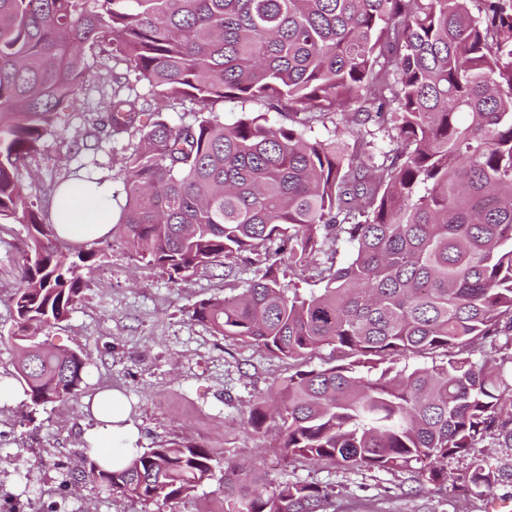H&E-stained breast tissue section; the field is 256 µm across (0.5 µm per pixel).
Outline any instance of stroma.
I'll use <instances>...</instances> for the list:
<instances>
[{
  "label": "stroma",
  "mask_w": 512,
  "mask_h": 512,
  "mask_svg": "<svg viewBox=\"0 0 512 512\" xmlns=\"http://www.w3.org/2000/svg\"><path fill=\"white\" fill-rule=\"evenodd\" d=\"M85 59V86L63 105L52 132L27 163L25 192L43 205L47 187L65 182L88 162V154H73L71 148L85 139L90 110L112 92V60L90 50ZM99 138L94 174L110 180L117 201H124L121 172L139 135L115 141L103 131ZM26 238L22 225L0 224V382L12 380L17 361L9 341L15 329L11 298ZM100 248L80 301L45 337L49 347L89 354L84 398L34 408L20 395L0 412V456L11 460L0 470V512H14L27 496L43 498L46 512H208L216 503L224 478L220 470L188 497L168 504L112 495L80 481L84 435L97 425L86 401L103 389L124 395L139 432L138 449L189 438L222 452L227 461L259 467L271 483L330 487L336 512H512V448L491 440L471 449L469 458L449 461L450 478L440 486L418 483L409 472L347 470L286 457L275 446L276 426L253 433L244 430L243 421L287 376L288 363L214 335L191 318L196 304L258 277V266L238 261L228 278L223 266L214 265L174 284L146 266L119 231ZM473 458L487 461L498 477L481 496L467 486Z\"/></svg>",
  "instance_id": "stroma-1"
}]
</instances>
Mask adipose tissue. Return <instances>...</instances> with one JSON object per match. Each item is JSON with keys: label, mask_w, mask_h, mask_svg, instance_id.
Returning a JSON list of instances; mask_svg holds the SVG:
<instances>
[{"label": "adipose tissue", "mask_w": 512, "mask_h": 512, "mask_svg": "<svg viewBox=\"0 0 512 512\" xmlns=\"http://www.w3.org/2000/svg\"><path fill=\"white\" fill-rule=\"evenodd\" d=\"M117 219L112 200V185L102 182L89 186L73 181L61 188L51 204V220L56 234L74 244H83L107 236ZM112 409L101 412L99 403H92L94 417L107 421V430H94L86 435V441L93 455H101L107 436L121 438L126 447H134L138 431L129 419V410L118 392L108 391Z\"/></svg>", "instance_id": "obj_1"}]
</instances>
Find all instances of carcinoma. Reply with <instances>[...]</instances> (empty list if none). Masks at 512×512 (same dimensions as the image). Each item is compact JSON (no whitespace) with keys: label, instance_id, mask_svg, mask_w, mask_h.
Returning <instances> with one entry per match:
<instances>
[{"label":"carcinoma","instance_id":"1","mask_svg":"<svg viewBox=\"0 0 512 512\" xmlns=\"http://www.w3.org/2000/svg\"><path fill=\"white\" fill-rule=\"evenodd\" d=\"M0 0V223L27 243L13 294L29 403L77 399L89 361L44 331L81 298L94 248H64L22 191L23 162L85 81L84 48L108 52L112 139L136 131L117 228L176 283L245 257L261 274L194 307L211 331L293 362L247 425L280 422L290 457L448 481V460L487 439L512 447V0ZM146 82L147 92L137 86ZM227 99L325 123L355 107L390 116L376 157L261 116L228 125ZM190 103L193 119L163 113ZM277 244L270 250L269 244ZM352 249L337 260L339 245ZM321 287L281 285V269ZM340 363L311 365L325 347ZM421 366H399L403 360ZM191 441L87 460L81 479L167 503L214 476ZM480 495L493 472L470 463ZM315 484L224 472V512H330Z\"/></svg>","mask_w":512,"mask_h":512}]
</instances>
